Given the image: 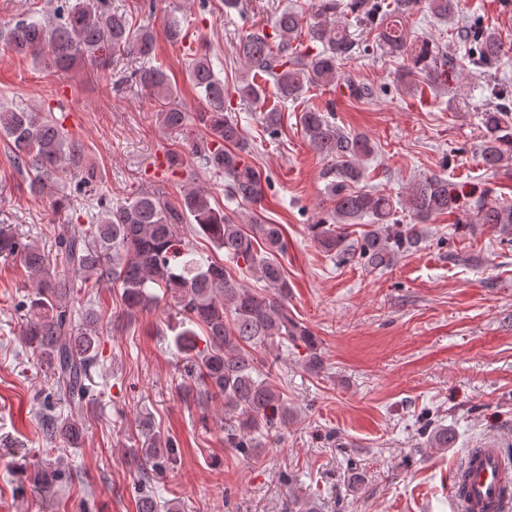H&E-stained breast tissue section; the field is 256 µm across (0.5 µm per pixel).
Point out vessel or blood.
<instances>
[{
	"label": "vessel or blood",
	"mask_w": 512,
	"mask_h": 512,
	"mask_svg": "<svg viewBox=\"0 0 512 512\" xmlns=\"http://www.w3.org/2000/svg\"><path fill=\"white\" fill-rule=\"evenodd\" d=\"M465 467L466 481L448 479V494L457 512H512V498L502 492L512 483V471L499 448L487 445L468 456Z\"/></svg>",
	"instance_id": "b4317fda"
}]
</instances>
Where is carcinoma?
<instances>
[{
  "label": "carcinoma",
  "mask_w": 512,
  "mask_h": 512,
  "mask_svg": "<svg viewBox=\"0 0 512 512\" xmlns=\"http://www.w3.org/2000/svg\"><path fill=\"white\" fill-rule=\"evenodd\" d=\"M54 2L51 17L33 15L11 29L6 45L14 54L30 56L60 74L86 61L103 69L124 55L145 60L125 76L126 81L153 91L161 103L157 116L163 128H186L190 134V156L169 150L167 168L177 173L191 158L199 168L224 177L227 197L261 205L263 174L250 162L248 140L231 115L232 98L224 80L215 74L189 27L174 16L165 37L182 51L187 80L204 98L203 110L194 114L179 102L168 72L151 64L156 39L149 27L134 22L133 14L112 9L109 0ZM458 4L459 0H393L386 5L379 0H313L309 13L287 7L275 16L271 31H253L236 44L248 74L236 94L257 103L265 93L261 82L269 81L277 99L285 103L309 86L343 81L340 66L354 48L347 29L335 23L343 7L374 25L377 44L405 61L409 71L421 74L432 89L448 81V54L425 38L408 39L403 20L422 5L433 17L445 18L457 11ZM458 38L486 67L498 66L507 55L493 31L471 25L460 30ZM478 118L481 164L495 173L512 161V107L500 104L479 112ZM300 123L312 149L331 161V223L313 224L311 230L320 249L338 264L388 269L400 254L419 247L417 224L456 208L458 197L448 180L425 176L413 184L406 199L417 223L393 222L401 200L381 189L358 187L365 174L360 158L375 152L370 140L345 133L316 107L303 111ZM0 137L8 140L17 168L33 173V192H41L68 170L79 177L73 192L95 196L98 209L97 222L84 232L71 224L54 228V255L0 227V257L14 256L26 269L30 291L23 302L28 314L23 336L49 371V396L70 405L86 403L88 381L100 362L101 315L91 303L76 312L80 289L104 284L118 288L129 319L168 296L182 316L170 331L187 380L206 400L221 405L224 447L245 459L253 457L261 439L287 426L293 417L288 396L274 380L281 350L303 349L298 364L311 376L325 371L317 340L288 311L291 288L282 264L287 242L281 225L270 223L255 209L247 223L238 224L212 206L210 193L190 183L174 204L160 202L153 191L114 203L112 197L96 192L99 173L85 163L83 144L51 113L37 108L18 105L0 110ZM363 218L369 219L371 229L360 237L351 239L339 231V225ZM473 223L511 230L512 204L483 202ZM184 225L206 237L229 265L198 256L182 232ZM59 255L67 263L65 272L58 270ZM251 277L264 286L248 285ZM42 432L72 448L80 447L84 437L78 421L59 414L43 416ZM427 442L432 448L448 447V429L431 427ZM176 462L174 444L160 434L146 437L144 447L133 454L131 463L139 474L138 512H159L153 479Z\"/></svg>",
  "instance_id": "1"
}]
</instances>
